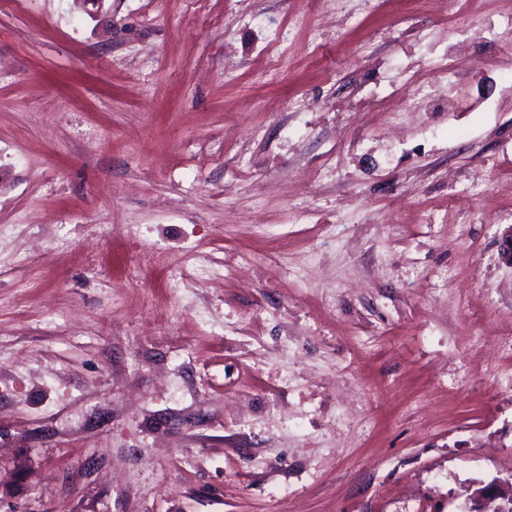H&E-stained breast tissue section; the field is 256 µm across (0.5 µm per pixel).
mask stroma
I'll list each match as a JSON object with an SVG mask.
<instances>
[{
    "instance_id": "1",
    "label": "stroma",
    "mask_w": 512,
    "mask_h": 512,
    "mask_svg": "<svg viewBox=\"0 0 512 512\" xmlns=\"http://www.w3.org/2000/svg\"><path fill=\"white\" fill-rule=\"evenodd\" d=\"M508 14L0 0V512H468L512 482ZM377 85L394 112L356 110ZM472 512H484L483 503H491L501 500L502 503L496 508L498 512H509L512 510V490L496 482H491L476 488L471 497Z\"/></svg>"
}]
</instances>
